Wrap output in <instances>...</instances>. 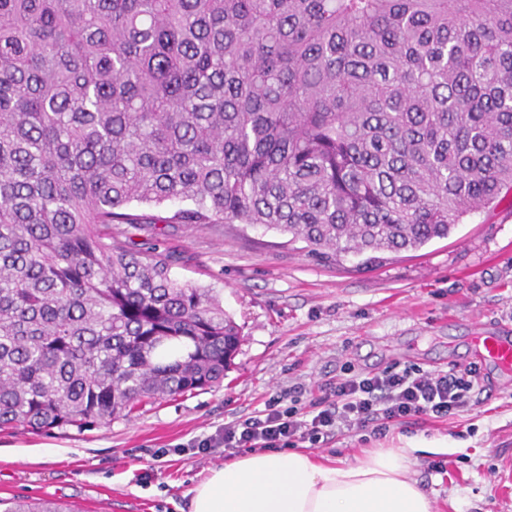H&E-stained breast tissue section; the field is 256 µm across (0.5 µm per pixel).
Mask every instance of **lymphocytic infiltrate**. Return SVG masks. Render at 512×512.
<instances>
[{
  "mask_svg": "<svg viewBox=\"0 0 512 512\" xmlns=\"http://www.w3.org/2000/svg\"><path fill=\"white\" fill-rule=\"evenodd\" d=\"M483 382L475 363L447 371L413 365L365 373L347 369L317 389L300 385L291 397L270 396L263 410L225 423L198 446L223 449L230 457L243 449L313 447L357 430L383 436L397 426L465 411L483 392Z\"/></svg>",
  "mask_w": 512,
  "mask_h": 512,
  "instance_id": "f902f5d3",
  "label": "lymphocytic infiltrate"
}]
</instances>
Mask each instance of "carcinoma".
<instances>
[{"label": "carcinoma", "instance_id": "carcinoma-1", "mask_svg": "<svg viewBox=\"0 0 512 512\" xmlns=\"http://www.w3.org/2000/svg\"><path fill=\"white\" fill-rule=\"evenodd\" d=\"M505 190L512 0H0V428L224 380L219 297L98 230L143 223L133 202L361 255Z\"/></svg>", "mask_w": 512, "mask_h": 512}]
</instances>
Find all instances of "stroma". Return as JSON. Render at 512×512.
<instances>
[{"instance_id":"stroma-1","label":"stroma","mask_w":512,"mask_h":512,"mask_svg":"<svg viewBox=\"0 0 512 512\" xmlns=\"http://www.w3.org/2000/svg\"><path fill=\"white\" fill-rule=\"evenodd\" d=\"M137 249L177 257L171 276L212 288L243 340L220 385L162 400L90 428L0 431V501L58 500L72 512H190L191 491L224 451L189 445L261 409L300 382L314 388L343 366L394 364L447 370L475 362L476 333L512 328V193L416 251L374 259L309 252L304 242L247 224L148 227L116 224ZM485 390L464 412L377 439L346 433L318 457L354 462L362 449L400 438L444 439L451 454L420 456L411 471L434 512H512V388L482 366ZM445 472H437L436 461Z\"/></svg>"}]
</instances>
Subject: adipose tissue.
<instances>
[{"label": "adipose tissue", "instance_id": "adipose-tissue-1", "mask_svg": "<svg viewBox=\"0 0 512 512\" xmlns=\"http://www.w3.org/2000/svg\"><path fill=\"white\" fill-rule=\"evenodd\" d=\"M446 440L407 439L364 451L355 463L311 452L255 450L210 469L192 490L191 512H432L411 475L418 454L447 452Z\"/></svg>", "mask_w": 512, "mask_h": 512}]
</instances>
